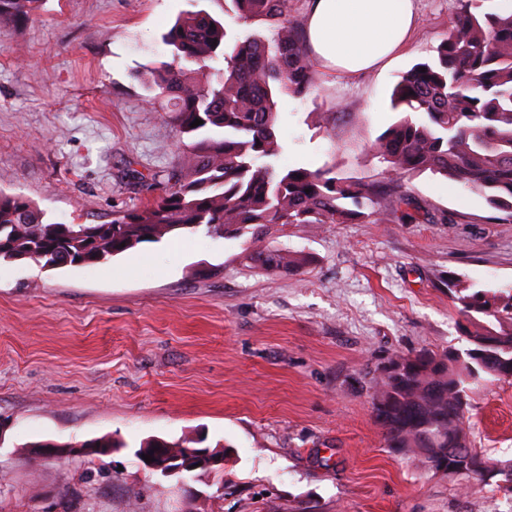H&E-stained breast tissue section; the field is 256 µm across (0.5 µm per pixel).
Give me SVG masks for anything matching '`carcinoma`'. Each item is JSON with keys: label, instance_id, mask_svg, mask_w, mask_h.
<instances>
[{"label": "carcinoma", "instance_id": "cac0c4a2", "mask_svg": "<svg viewBox=\"0 0 512 512\" xmlns=\"http://www.w3.org/2000/svg\"><path fill=\"white\" fill-rule=\"evenodd\" d=\"M42 0H0V21L35 12ZM483 0H462L448 36L431 62L401 75L393 108L401 117L373 149L391 172L385 181L341 176L336 165L315 170L276 166L278 101L316 90L318 72L288 0H224V12L268 35H231L203 10L163 34L171 59L150 68L147 105L169 112L191 161L167 171L160 198L143 210L113 214L104 224H55L29 200L0 192V262H32L52 270L97 264L142 243L199 232L241 237L245 259L267 271H290L305 259L264 242L273 224L418 223L430 220L406 181L440 174L487 196L494 219L512 221V12L485 13ZM425 71H420V68ZM197 119L203 123L191 127ZM469 348L398 354L399 376L373 374L371 406L388 448L413 456L421 469L468 465L481 457L488 478L468 481L503 490L512 461L471 446L459 408L469 386L500 380L512 364V288H476L446 280ZM83 447L103 455L124 444L112 437Z\"/></svg>", "mask_w": 512, "mask_h": 512}]
</instances>
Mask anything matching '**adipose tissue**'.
Instances as JSON below:
<instances>
[{"label": "adipose tissue", "instance_id": "ef3b65f1", "mask_svg": "<svg viewBox=\"0 0 512 512\" xmlns=\"http://www.w3.org/2000/svg\"><path fill=\"white\" fill-rule=\"evenodd\" d=\"M417 20L414 0H310L303 28L317 69L354 76L388 65Z\"/></svg>", "mask_w": 512, "mask_h": 512}]
</instances>
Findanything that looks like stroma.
Listing matches in <instances>:
<instances>
[{"mask_svg": "<svg viewBox=\"0 0 512 512\" xmlns=\"http://www.w3.org/2000/svg\"><path fill=\"white\" fill-rule=\"evenodd\" d=\"M410 46L364 76L324 74L279 102L283 168L338 164L386 179L372 143L399 114L403 72L432 59L459 0H416ZM224 0H44L0 22V192L56 224L142 208V179L183 163L143 73L161 35ZM329 120L317 126L315 115ZM434 213L413 224H279L266 241L303 254L292 272L244 258V238L198 233L94 265H0V512H512V495L424 472L387 448L370 403L375 367L419 350L465 349L443 285H512V222L439 174L409 180ZM472 447L512 458V380L469 397ZM115 436L111 454H35ZM230 446L224 483L177 490L136 458L141 442Z\"/></svg>", "mask_w": 512, "mask_h": 512, "instance_id": "obj_1", "label": "stroma"}]
</instances>
